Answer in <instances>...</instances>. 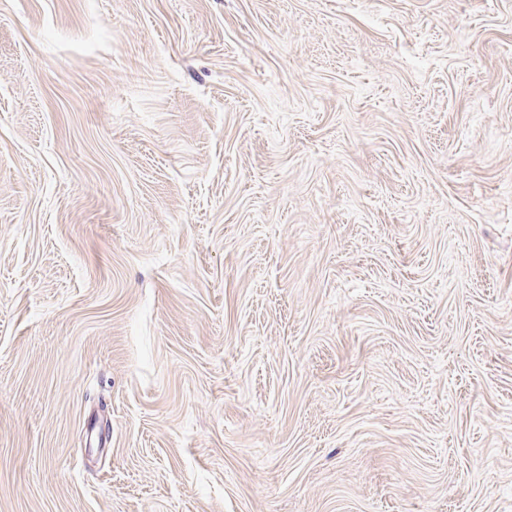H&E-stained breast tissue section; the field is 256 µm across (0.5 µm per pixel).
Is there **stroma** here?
Masks as SVG:
<instances>
[{
	"mask_svg": "<svg viewBox=\"0 0 512 512\" xmlns=\"http://www.w3.org/2000/svg\"><path fill=\"white\" fill-rule=\"evenodd\" d=\"M0 512H512V0H0Z\"/></svg>",
	"mask_w": 512,
	"mask_h": 512,
	"instance_id": "35a3bbf8",
	"label": "stroma"
}]
</instances>
